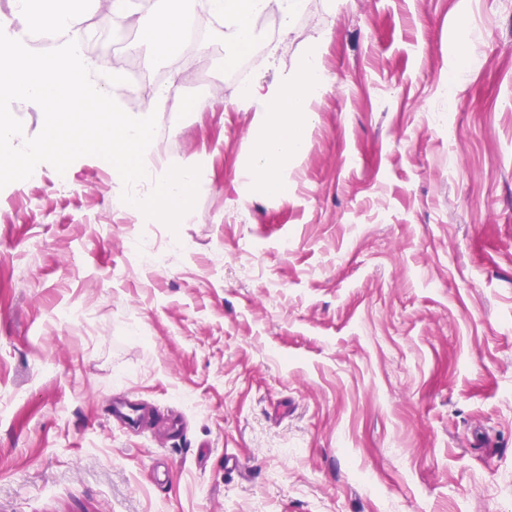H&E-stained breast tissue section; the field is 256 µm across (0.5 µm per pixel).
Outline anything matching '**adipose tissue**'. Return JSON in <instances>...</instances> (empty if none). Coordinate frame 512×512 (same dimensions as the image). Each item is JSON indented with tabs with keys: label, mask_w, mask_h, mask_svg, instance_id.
<instances>
[{
	"label": "adipose tissue",
	"mask_w": 512,
	"mask_h": 512,
	"mask_svg": "<svg viewBox=\"0 0 512 512\" xmlns=\"http://www.w3.org/2000/svg\"><path fill=\"white\" fill-rule=\"evenodd\" d=\"M202 9L224 21V41L242 47L254 38L253 18L268 0H199ZM186 31L181 15L161 11L146 28L143 41L154 55H172L184 41ZM321 70L316 52H309L292 78L274 88L252 85L240 92L241 101L256 105L258 130L241 184L243 193L263 187L280 193L288 191V173L307 146V131L313 120L312 103L320 88Z\"/></svg>",
	"instance_id": "1"
}]
</instances>
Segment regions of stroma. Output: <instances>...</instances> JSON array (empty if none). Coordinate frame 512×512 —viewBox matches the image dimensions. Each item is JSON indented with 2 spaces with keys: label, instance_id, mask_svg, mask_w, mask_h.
<instances>
[{
  "label": "stroma",
  "instance_id": "obj_1",
  "mask_svg": "<svg viewBox=\"0 0 512 512\" xmlns=\"http://www.w3.org/2000/svg\"><path fill=\"white\" fill-rule=\"evenodd\" d=\"M309 3L254 21L252 83L313 43L324 81L288 195L245 197L223 22L170 0L206 47L134 100L155 4L92 0L102 89L203 185L174 230L97 156L0 189V512H512V0Z\"/></svg>",
  "mask_w": 512,
  "mask_h": 512
}]
</instances>
